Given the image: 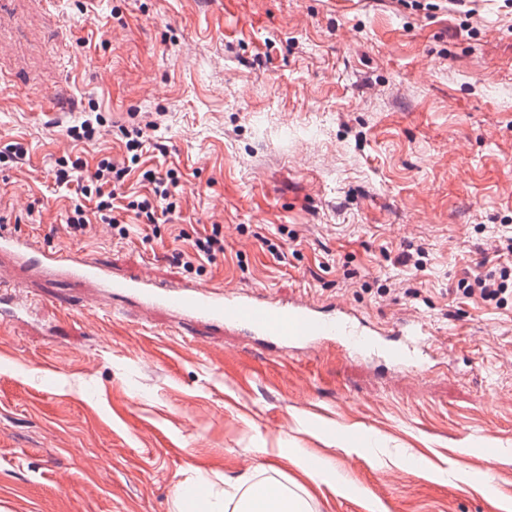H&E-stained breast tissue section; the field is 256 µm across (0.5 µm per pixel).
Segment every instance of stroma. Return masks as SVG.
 Here are the masks:
<instances>
[{"label": "stroma", "mask_w": 512, "mask_h": 512, "mask_svg": "<svg viewBox=\"0 0 512 512\" xmlns=\"http://www.w3.org/2000/svg\"><path fill=\"white\" fill-rule=\"evenodd\" d=\"M0 35V151H27L0 163V222L122 273L423 318L439 364L284 360L0 258L28 303L0 311V512H172L183 482L260 464L311 512H512V299L459 288L512 273V0H14ZM151 121L128 237L69 234L57 160L90 175ZM170 168L179 209L136 217ZM194 254L198 258L210 259L216 252H222L223 244L219 238V228H213L212 233L196 238L192 243Z\"/></svg>", "instance_id": "stroma-1"}]
</instances>
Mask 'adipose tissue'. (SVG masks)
<instances>
[{
	"instance_id": "1",
	"label": "adipose tissue",
	"mask_w": 512,
	"mask_h": 512,
	"mask_svg": "<svg viewBox=\"0 0 512 512\" xmlns=\"http://www.w3.org/2000/svg\"><path fill=\"white\" fill-rule=\"evenodd\" d=\"M206 512H308V504L258 466L211 493Z\"/></svg>"
}]
</instances>
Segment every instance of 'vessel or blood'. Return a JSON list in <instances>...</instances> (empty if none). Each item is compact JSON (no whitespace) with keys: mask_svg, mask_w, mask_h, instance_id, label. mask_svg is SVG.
<instances>
[{"mask_svg":"<svg viewBox=\"0 0 512 512\" xmlns=\"http://www.w3.org/2000/svg\"><path fill=\"white\" fill-rule=\"evenodd\" d=\"M0 253L24 262L37 259L45 276L85 281L133 300L143 311L164 308L183 319L236 330L284 357L333 346L366 362L385 364L395 373L428 374L434 369V331L421 318L381 326L359 310L340 305L325 309L303 297L282 302L264 291L240 293L197 282L174 285L147 273H119L97 258L36 244L5 224L0 226Z\"/></svg>","mask_w":512,"mask_h":512,"instance_id":"obj_1","label":"vessel or blood"}]
</instances>
